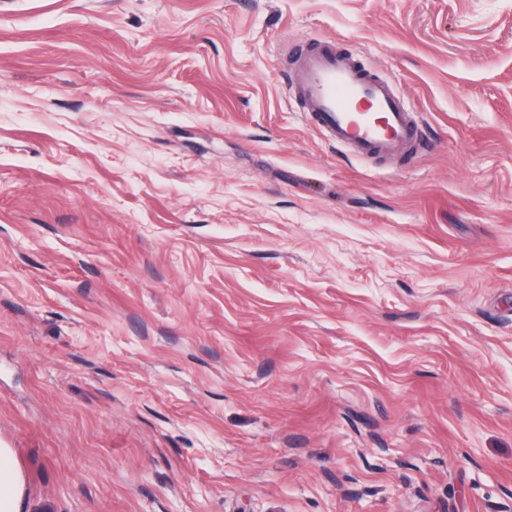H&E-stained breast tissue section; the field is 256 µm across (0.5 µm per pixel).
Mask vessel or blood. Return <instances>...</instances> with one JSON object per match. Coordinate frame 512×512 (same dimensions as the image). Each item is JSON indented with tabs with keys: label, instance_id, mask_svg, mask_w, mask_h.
Instances as JSON below:
<instances>
[{
	"label": "vessel or blood",
	"instance_id": "obj_1",
	"mask_svg": "<svg viewBox=\"0 0 512 512\" xmlns=\"http://www.w3.org/2000/svg\"><path fill=\"white\" fill-rule=\"evenodd\" d=\"M286 62L297 81L302 112L329 141L363 157L414 156L420 143L414 116L358 58L298 45Z\"/></svg>",
	"mask_w": 512,
	"mask_h": 512
}]
</instances>
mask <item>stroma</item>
<instances>
[{
  "mask_svg": "<svg viewBox=\"0 0 512 512\" xmlns=\"http://www.w3.org/2000/svg\"><path fill=\"white\" fill-rule=\"evenodd\" d=\"M0 443L31 512H512V0H0ZM299 89V105L329 141L363 157H413L419 126L385 81L372 76L358 58L312 46L296 45L286 58ZM353 104L373 117L357 121Z\"/></svg>",
  "mask_w": 512,
  "mask_h": 512,
  "instance_id": "stroma-1",
  "label": "stroma"
}]
</instances>
